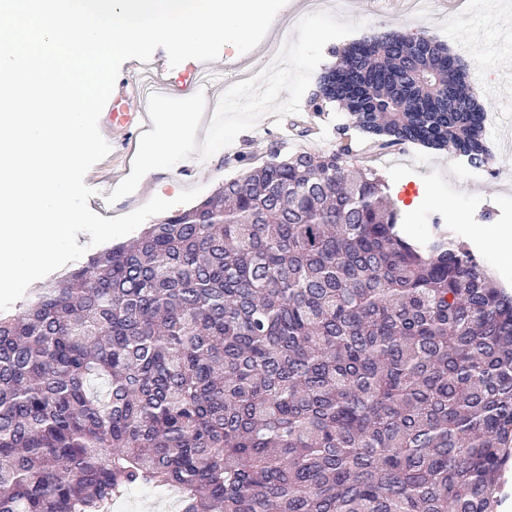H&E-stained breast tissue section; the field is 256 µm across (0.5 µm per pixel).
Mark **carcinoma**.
<instances>
[{"label":"carcinoma","instance_id":"obj_1","mask_svg":"<svg viewBox=\"0 0 512 512\" xmlns=\"http://www.w3.org/2000/svg\"><path fill=\"white\" fill-rule=\"evenodd\" d=\"M329 103L375 155L492 159L425 36L363 38ZM274 153L0 315V512H497L512 470V294L370 166ZM162 497L155 491L133 490L114 512H165L160 510Z\"/></svg>","mask_w":512,"mask_h":512}]
</instances>
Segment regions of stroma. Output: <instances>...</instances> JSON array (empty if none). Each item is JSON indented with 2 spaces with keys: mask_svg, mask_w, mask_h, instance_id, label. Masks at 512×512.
Here are the masks:
<instances>
[{
  "mask_svg": "<svg viewBox=\"0 0 512 512\" xmlns=\"http://www.w3.org/2000/svg\"><path fill=\"white\" fill-rule=\"evenodd\" d=\"M350 20L361 27L351 37L331 41L324 48L323 67L335 65L339 52L349 41L390 34L425 35L447 44L468 66V76L488 97L487 114L496 121L487 139L493 153L488 168L473 167L454 154L401 145L391 148L374 167L389 186L392 201L401 203L412 224V233L430 230L433 216H440L449 232L463 241L505 287L512 290V247H502L498 232L512 227V0H478L466 19L453 16L451 9L437 5L433 15L412 18L388 6L385 0H351ZM149 66L175 98L197 91L199 71L213 77L208 93L221 98L224 75L229 66L265 70L262 48L242 54L227 47L225 57L213 61L187 60L169 66L164 49H156ZM346 115L336 108L316 112L309 98H302L298 113L284 119L264 115L256 127L242 132L235 141L206 160L191 157L167 170H154L139 183L136 191L115 203H108L109 183L96 184L89 208L104 218L128 214L146 203L154 188H161L171 200L185 189L201 187L202 197H210L225 181L242 178L245 170L237 161L245 155L263 163L272 152L288 156L300 150L331 152L346 144H357L356 133L343 136L339 127Z\"/></svg>",
  "mask_w": 512,
  "mask_h": 512,
  "instance_id": "stroma-1",
  "label": "stroma"
}]
</instances>
